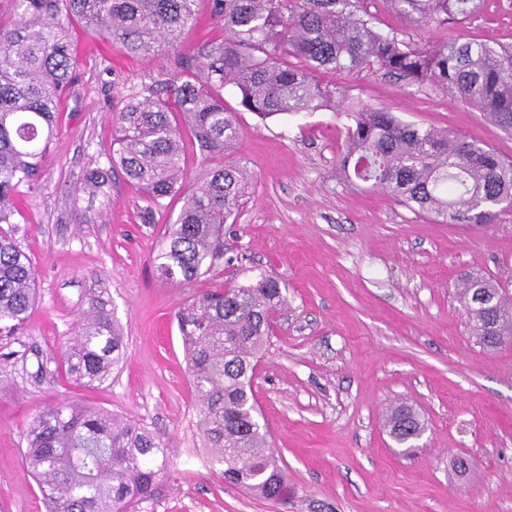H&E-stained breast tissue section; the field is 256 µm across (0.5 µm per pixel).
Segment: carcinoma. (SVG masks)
Instances as JSON below:
<instances>
[{
  "label": "carcinoma",
  "mask_w": 512,
  "mask_h": 512,
  "mask_svg": "<svg viewBox=\"0 0 512 512\" xmlns=\"http://www.w3.org/2000/svg\"><path fill=\"white\" fill-rule=\"evenodd\" d=\"M14 19L0 24V331H15L35 303L37 272L17 238L19 188L37 174L57 134V112L78 61L67 21L75 19L133 55L183 46L197 0H13ZM420 25H442L475 12L478 0H386ZM221 35L178 57L173 77L131 91L112 113L108 168L88 173L82 191L104 192L118 167L159 207L183 195L156 256L157 276L185 286L224 259V224L235 219L250 185L231 158L241 135L238 110L265 120L295 112L339 109L348 120L339 158L352 184L381 187L411 210L444 223L484 227L512 208V161L493 148L448 131L421 129L381 107L350 103L314 81L319 70L376 69L430 84L512 130V48L484 43L429 46L377 30L351 0H212ZM232 87L238 108L222 90ZM187 127L199 152L224 164L190 183L182 167ZM459 301L470 334L486 348L512 337V295L489 280L465 278ZM287 289L261 271L186 303L177 312L198 400L197 426L224 482L269 501L288 486L252 391ZM126 343L114 312L89 307L65 348L68 376L92 385L111 376ZM389 435L409 448L423 431L413 410L394 409ZM48 512H128L154 496L165 470L159 435L135 420L74 403L46 406L35 418L24 454Z\"/></svg>",
  "instance_id": "obj_1"
}]
</instances>
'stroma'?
<instances>
[{
    "label": "stroma",
    "instance_id": "35a3bbf8",
    "mask_svg": "<svg viewBox=\"0 0 512 512\" xmlns=\"http://www.w3.org/2000/svg\"><path fill=\"white\" fill-rule=\"evenodd\" d=\"M360 7L405 41L512 47V0H481L445 27L416 26L384 0ZM71 39L80 67L57 135L18 197V237L38 295L21 330L0 334V512H46L23 453L34 418L53 401L135 419L164 441L166 473L135 512H512V343L479 346L457 299L468 274L512 290V209L483 228L436 222L382 189L345 181L343 113L262 121L243 112L235 155L254 181L224 227L226 260L186 287L161 281L153 259L180 196L150 207L118 170L106 198L80 186L112 151V113L173 72L178 52L131 56L78 24ZM315 80L512 160V131L435 87L368 69L324 70ZM261 270L288 290L253 380L288 482L277 501L225 484L210 464L175 320L186 302ZM97 299L113 308L126 353L109 380L85 387L67 378L63 352ZM402 405L426 426L406 454L386 429Z\"/></svg>",
    "mask_w": 512,
    "mask_h": 512
}]
</instances>
